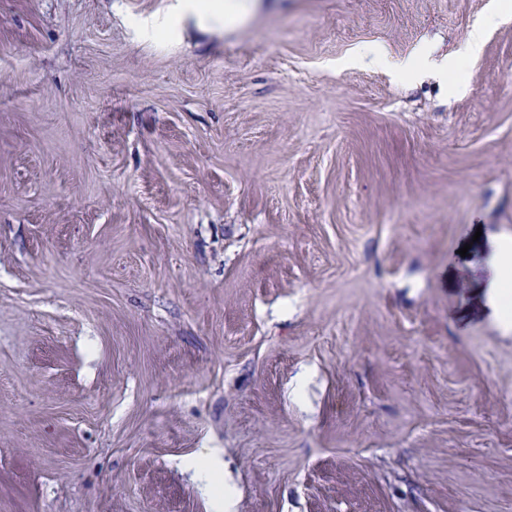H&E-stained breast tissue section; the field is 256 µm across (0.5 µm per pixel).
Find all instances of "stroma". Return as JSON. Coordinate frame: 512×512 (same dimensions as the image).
I'll return each instance as SVG.
<instances>
[{
	"mask_svg": "<svg viewBox=\"0 0 512 512\" xmlns=\"http://www.w3.org/2000/svg\"><path fill=\"white\" fill-rule=\"evenodd\" d=\"M499 3L0 0V512H512Z\"/></svg>",
	"mask_w": 512,
	"mask_h": 512,
	"instance_id": "obj_1",
	"label": "stroma"
}]
</instances>
